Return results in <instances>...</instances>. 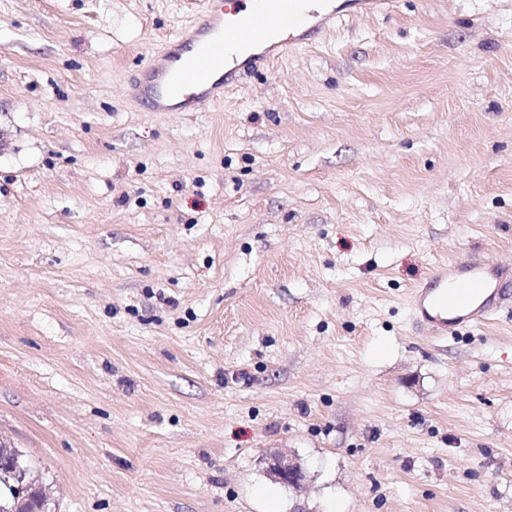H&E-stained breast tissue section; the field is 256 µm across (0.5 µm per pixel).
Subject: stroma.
<instances>
[{"mask_svg":"<svg viewBox=\"0 0 512 512\" xmlns=\"http://www.w3.org/2000/svg\"><path fill=\"white\" fill-rule=\"evenodd\" d=\"M198 2L0 0V444L50 512H512V318L439 343L406 303L512 261V0L127 100Z\"/></svg>","mask_w":512,"mask_h":512,"instance_id":"1","label":"stroma"}]
</instances>
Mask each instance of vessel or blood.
Wrapping results in <instances>:
<instances>
[{
  "label": "vessel or blood",
  "mask_w": 512,
  "mask_h": 512,
  "mask_svg": "<svg viewBox=\"0 0 512 512\" xmlns=\"http://www.w3.org/2000/svg\"><path fill=\"white\" fill-rule=\"evenodd\" d=\"M346 16L387 12L392 0H349ZM329 0H203L191 25L169 39L127 95L152 112H205L272 60L329 32ZM416 333L456 340L512 312V263L470 251L436 265L409 296Z\"/></svg>",
  "instance_id": "obj_1"
}]
</instances>
